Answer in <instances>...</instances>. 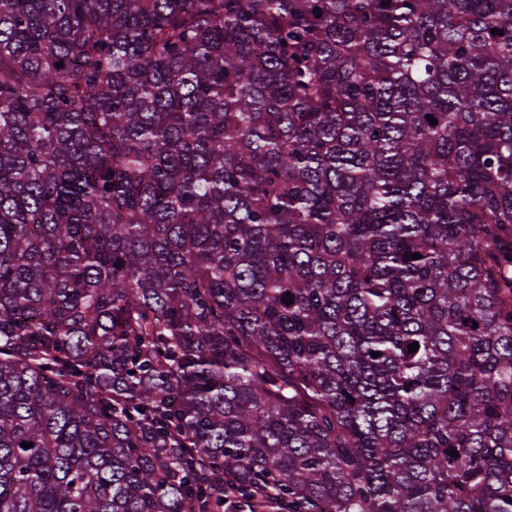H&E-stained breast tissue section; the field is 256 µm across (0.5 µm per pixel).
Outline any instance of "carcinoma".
<instances>
[{
    "label": "carcinoma",
    "instance_id": "cac0c4a2",
    "mask_svg": "<svg viewBox=\"0 0 512 512\" xmlns=\"http://www.w3.org/2000/svg\"><path fill=\"white\" fill-rule=\"evenodd\" d=\"M226 474L512 512V0H0V512Z\"/></svg>",
    "mask_w": 512,
    "mask_h": 512
}]
</instances>
